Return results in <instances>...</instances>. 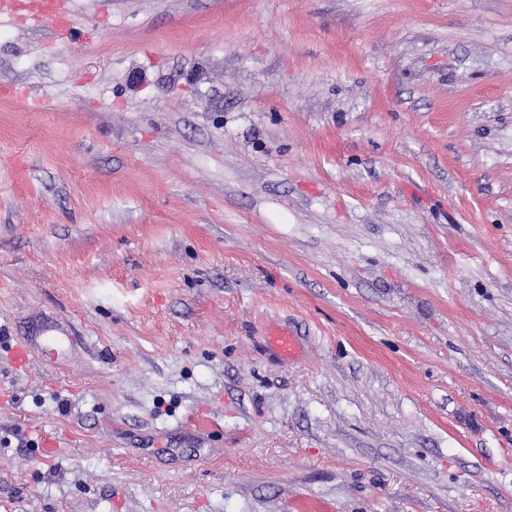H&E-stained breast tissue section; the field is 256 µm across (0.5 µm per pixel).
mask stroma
Segmentation results:
<instances>
[{
    "label": "stroma",
    "mask_w": 512,
    "mask_h": 512,
    "mask_svg": "<svg viewBox=\"0 0 512 512\" xmlns=\"http://www.w3.org/2000/svg\"><path fill=\"white\" fill-rule=\"evenodd\" d=\"M46 2L0 9V512H512V0Z\"/></svg>",
    "instance_id": "obj_1"
}]
</instances>
